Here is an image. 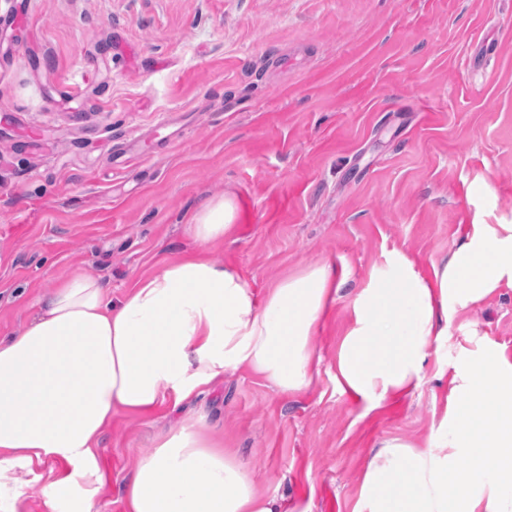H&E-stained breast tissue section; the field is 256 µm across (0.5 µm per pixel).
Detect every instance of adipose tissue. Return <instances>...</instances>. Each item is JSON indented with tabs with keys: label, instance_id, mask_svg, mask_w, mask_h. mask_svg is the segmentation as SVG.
Returning <instances> with one entry per match:
<instances>
[{
	"label": "adipose tissue",
	"instance_id": "1",
	"mask_svg": "<svg viewBox=\"0 0 512 512\" xmlns=\"http://www.w3.org/2000/svg\"><path fill=\"white\" fill-rule=\"evenodd\" d=\"M233 219L230 200L209 202L185 226L193 255L140 277L117 299L99 279L74 277L0 336V512H18L17 469L47 461L71 470L40 486L46 502L69 498L73 512H93L94 490H75L97 477L113 416L150 412L166 393L182 401L237 371L281 393L311 387L320 324L344 284L324 263L257 296L238 269L208 255ZM502 288H512V224L474 225L428 277L398 258L354 299L337 385L373 407L412 392L449 312ZM435 379L451 382L441 426L423 445L383 438L354 512H512V362L489 348ZM123 499L126 512H288L201 418L152 441Z\"/></svg>",
	"mask_w": 512,
	"mask_h": 512
}]
</instances>
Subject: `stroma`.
<instances>
[{"label":"stroma","instance_id":"stroma-1","mask_svg":"<svg viewBox=\"0 0 512 512\" xmlns=\"http://www.w3.org/2000/svg\"><path fill=\"white\" fill-rule=\"evenodd\" d=\"M220 196L236 227L210 256L257 294L324 262L350 291L305 392L236 372L114 417L98 512H126L135 459L200 415L260 490L353 512L378 442L440 425L436 369L512 356L503 288L454 315L412 394L371 410L335 378L373 270L426 274L473 225L512 224V0H0V336L78 273L122 296L190 251L187 221ZM65 470L18 469L20 512H71L38 492Z\"/></svg>","mask_w":512,"mask_h":512}]
</instances>
